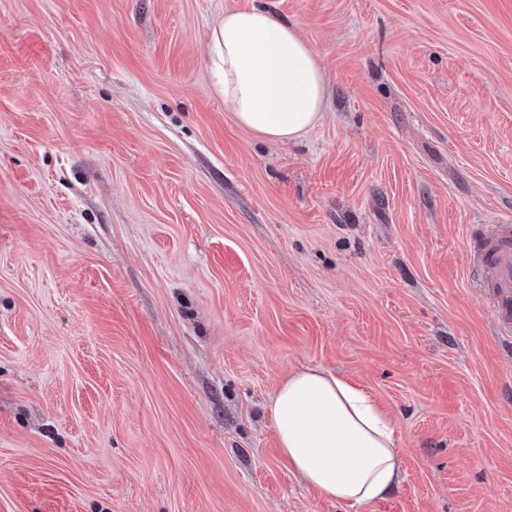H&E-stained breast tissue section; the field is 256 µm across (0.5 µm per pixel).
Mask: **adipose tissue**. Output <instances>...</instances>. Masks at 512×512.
I'll return each instance as SVG.
<instances>
[{
	"mask_svg": "<svg viewBox=\"0 0 512 512\" xmlns=\"http://www.w3.org/2000/svg\"><path fill=\"white\" fill-rule=\"evenodd\" d=\"M212 39L214 74L238 125L283 143L318 123L324 74L294 24L256 5L225 12ZM269 411L282 454L320 495L357 506L399 485L396 425L369 390L306 368L281 384Z\"/></svg>",
	"mask_w": 512,
	"mask_h": 512,
	"instance_id": "ef3b65f1",
	"label": "adipose tissue"
}]
</instances>
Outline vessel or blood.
<instances>
[{"label": "vessel or blood", "mask_w": 512, "mask_h": 512, "mask_svg": "<svg viewBox=\"0 0 512 512\" xmlns=\"http://www.w3.org/2000/svg\"><path fill=\"white\" fill-rule=\"evenodd\" d=\"M468 276L489 299L502 334H512V224H491L468 255Z\"/></svg>", "instance_id": "vessel-or-blood-1"}]
</instances>
